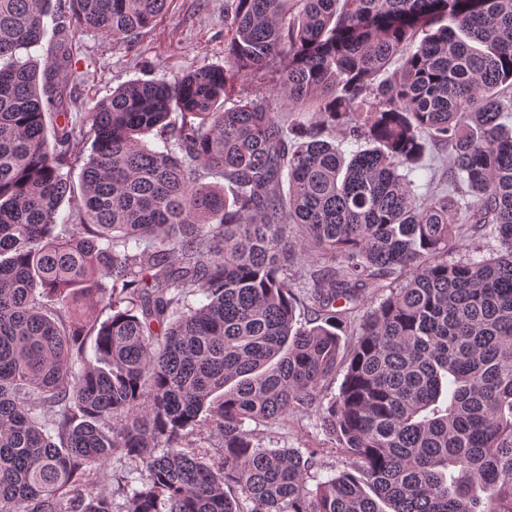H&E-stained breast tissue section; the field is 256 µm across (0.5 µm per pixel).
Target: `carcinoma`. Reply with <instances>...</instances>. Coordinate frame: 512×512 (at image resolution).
<instances>
[{"label":"carcinoma","instance_id":"1","mask_svg":"<svg viewBox=\"0 0 512 512\" xmlns=\"http://www.w3.org/2000/svg\"><path fill=\"white\" fill-rule=\"evenodd\" d=\"M166 4L0 0V512H114L116 456L121 512H512V0H229L225 65L73 123L85 33ZM268 75L317 120L236 93ZM428 135L454 169L422 198ZM462 221L490 256L449 257ZM300 410L324 447L249 427Z\"/></svg>","mask_w":512,"mask_h":512}]
</instances>
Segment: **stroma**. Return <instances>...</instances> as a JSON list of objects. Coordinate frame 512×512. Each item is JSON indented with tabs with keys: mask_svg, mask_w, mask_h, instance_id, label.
I'll list each match as a JSON object with an SVG mask.
<instances>
[{
	"mask_svg": "<svg viewBox=\"0 0 512 512\" xmlns=\"http://www.w3.org/2000/svg\"><path fill=\"white\" fill-rule=\"evenodd\" d=\"M225 0H170L155 24L139 33L133 47L113 44L96 31L85 33L72 58L65 86L68 110L74 120H85L98 98L137 77L173 78L208 64H224ZM452 159L445 144L429 142L423 167L412 179L416 194L449 188ZM266 442L279 448L321 444L324 435L315 413H293L263 427Z\"/></svg>",
	"mask_w": 512,
	"mask_h": 512,
	"instance_id": "obj_1",
	"label": "stroma"
}]
</instances>
